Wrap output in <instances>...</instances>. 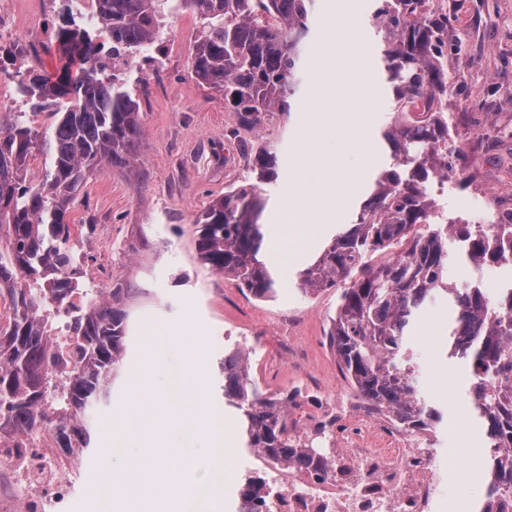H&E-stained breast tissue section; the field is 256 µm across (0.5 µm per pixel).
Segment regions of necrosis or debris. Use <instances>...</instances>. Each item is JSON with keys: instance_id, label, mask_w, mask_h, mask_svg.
Returning a JSON list of instances; mask_svg holds the SVG:
<instances>
[{"instance_id": "4bbe7bcc", "label": "necrosis or debris", "mask_w": 512, "mask_h": 512, "mask_svg": "<svg viewBox=\"0 0 512 512\" xmlns=\"http://www.w3.org/2000/svg\"><path fill=\"white\" fill-rule=\"evenodd\" d=\"M0 0V111L22 112L16 96L26 63L37 62L56 37L62 0ZM344 392L322 411L306 415L303 433L326 436L329 465L316 472L266 464L259 512H439L447 471L426 448L425 437L403 432L385 416L371 415L374 430L396 440L393 448L360 442L344 446L342 418L362 409ZM75 449L60 448L51 430L16 448H0V512H64Z\"/></svg>"}]
</instances>
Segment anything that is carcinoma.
<instances>
[{
    "label": "carcinoma",
    "mask_w": 512,
    "mask_h": 512,
    "mask_svg": "<svg viewBox=\"0 0 512 512\" xmlns=\"http://www.w3.org/2000/svg\"><path fill=\"white\" fill-rule=\"evenodd\" d=\"M98 24L112 49L148 50L161 39L169 0H94ZM200 24L191 60L201 85L224 92L236 112L237 128L253 130L273 114L292 111L300 47L309 33L312 0H175ZM424 0H385L370 18L380 36V59L396 102L404 107L431 103L448 94L442 47L448 15H421ZM56 40L65 62L52 76L32 71L22 83L27 105L53 112L50 127H32L27 112L0 122V289L10 296V316L0 324V425L27 438L46 428L59 447L91 445L80 420L104 399L107 384L126 352L131 295L120 279L105 290L86 277L87 256L80 243L94 225L74 236L67 221L89 176L107 167L139 175L142 136L139 101L127 79L108 75L99 64L101 43L84 28L62 26ZM448 127L426 113L384 132L394 163L377 177L354 224L336 234L315 261L299 273L303 291L340 290L330 339L352 388L367 408L391 413L411 433L437 426L442 412L417 385L415 370L404 368L408 334L420 309L435 295L448 300L452 326L448 357L468 375L467 391L489 448L485 469L489 497L512 485V391L499 382L512 377V287L491 300L478 286L448 284V234L463 245L475 265L499 262L512 253V224L487 233L484 225L429 224L433 203L428 183L445 168L439 142ZM41 154L39 180L27 179L31 157ZM278 157L269 145L252 161L261 183L276 178ZM264 198L240 186L213 199L198 217L197 251L203 264L237 281L252 296L271 298L275 281L260 256ZM406 244L389 261L371 262L370 253ZM86 306L72 316L71 346L59 349L54 329L61 311L76 297ZM224 404L240 415L245 447L272 463L308 466L312 444L290 434L285 393H268L252 378L238 348L224 351L221 363ZM259 481L239 488V512L258 498Z\"/></svg>",
    "instance_id": "cac0c4a2"
}]
</instances>
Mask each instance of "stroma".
I'll use <instances>...</instances> for the list:
<instances>
[{
  "instance_id": "obj_1",
  "label": "stroma",
  "mask_w": 512,
  "mask_h": 512,
  "mask_svg": "<svg viewBox=\"0 0 512 512\" xmlns=\"http://www.w3.org/2000/svg\"><path fill=\"white\" fill-rule=\"evenodd\" d=\"M448 22L464 29L465 37L459 53L446 60L455 137L448 146V200L442 208L449 223L477 224L485 211L512 204V0H448ZM198 39L199 31L187 14L167 12L162 41L170 52L164 85L155 84L143 71L127 74L142 112L141 176L135 180L109 171L96 174L70 213L71 223L91 216L97 224L94 238L83 248L90 254L88 272L98 285L108 288L119 278L132 283L138 293L126 304L125 356L107 397L86 415L93 426L92 446L82 455L79 475L72 478L69 512H93V477L107 464L101 450L111 436L113 403L126 395L147 357H155L154 381L163 389L183 367L196 340H203L210 397L233 424L224 441L229 461L224 491L219 501H202L200 512H235L241 468L251 459L235 425L237 413L224 404L220 362L225 349L241 348L252 377L269 392L304 385L331 393L349 386L328 336L338 293L333 288L302 291L298 272L354 222L371 194L373 176L391 164V149L386 141H378L372 176L357 185L354 201L341 205L340 219L327 224L311 215L310 244L287 268L276 270L275 296L253 298L236 281L202 264L196 251V219L225 191L255 184L241 157L251 146L269 144L278 155L277 180L257 184L267 201L287 192L295 168H302L309 187L320 183L322 167H302L299 157L298 135L310 117L305 104L312 81L304 79L292 112L274 115L261 128L234 138L230 131L235 115L223 92L202 86L191 71ZM143 229L149 236L144 247L139 244ZM448 281L460 288L477 282L492 291L512 286V269L488 263L471 272L458 241L452 239ZM448 318L443 298L429 301L413 324L410 340L421 383L444 413L430 446L440 465L454 467L441 512H472L471 500L483 488L482 474L464 468L458 451L482 447L483 434L469 417L466 372L443 351ZM176 324L187 325L185 336L167 341L166 328Z\"/></svg>"
}]
</instances>
